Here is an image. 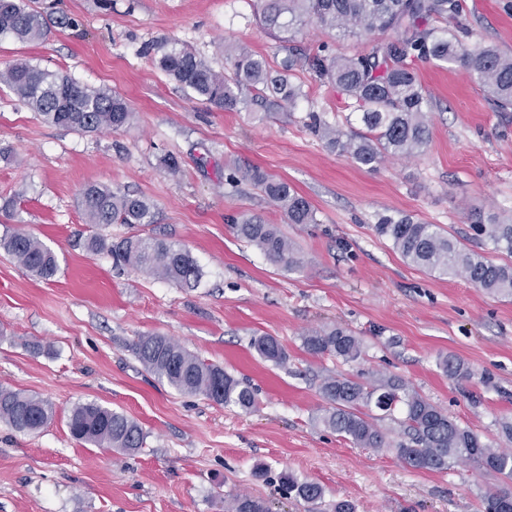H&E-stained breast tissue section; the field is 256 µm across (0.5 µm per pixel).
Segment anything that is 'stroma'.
Returning a JSON list of instances; mask_svg holds the SVG:
<instances>
[{
	"instance_id": "35a3bbf8",
	"label": "stroma",
	"mask_w": 512,
	"mask_h": 512,
	"mask_svg": "<svg viewBox=\"0 0 512 512\" xmlns=\"http://www.w3.org/2000/svg\"><path fill=\"white\" fill-rule=\"evenodd\" d=\"M458 21L472 46L512 53V0H461ZM76 21L39 43L0 37V69L17 58L109 89L135 114L127 131L79 134L43 123L0 87V230L24 231L56 255L55 278L33 277L0 255V386L51 401L54 420L23 434L0 422V512H224V498L248 493L273 512H309L285 499L279 477L319 483L324 504L352 501L356 512H479L501 480L457 462L416 470L388 449L359 448L319 424L322 375L395 374L481 438L505 447L497 423L512 418V297L407 262L374 230L379 216L407 213L436 224L467 248L494 257L468 215L512 216V111H498L457 65L417 63L432 100L431 142L421 155L368 170L332 153L307 127L309 112L329 121L354 101L313 72L297 70L305 92L291 114L255 119L224 112L183 90L153 63L176 39L215 70H228L222 41L246 44L280 67L285 53L257 17L256 0H60ZM373 37L336 39L308 25L302 53L370 51ZM179 156L172 176L162 155ZM256 166L287 181L312 204V224L286 223L249 184L227 176ZM145 196L154 221L140 226L190 251L203 277L190 288L115 267L88 252L77 202L88 184ZM262 215L306 260L289 271L239 239L231 220ZM341 324L362 336L351 363L314 356L302 334ZM168 336L257 392L242 412L160 383L131 346ZM276 337L286 365L262 359L251 342ZM465 360L471 376L452 380L442 356ZM95 401L142 428V448L124 454L76 441L72 407ZM266 478L253 475L256 464Z\"/></svg>"
}]
</instances>
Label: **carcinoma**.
<instances>
[{"mask_svg": "<svg viewBox=\"0 0 512 512\" xmlns=\"http://www.w3.org/2000/svg\"><path fill=\"white\" fill-rule=\"evenodd\" d=\"M460 0H257L263 28L278 38L288 56L273 70L266 59L248 46L224 43V58L232 75L215 70L200 54L177 40L162 48L157 67L170 79L191 91L204 103L221 111H238L254 103L264 109L261 118L292 110L303 97L294 71L304 65L322 82L336 86L356 100L360 128L356 131L326 121L312 111L308 127L326 146L354 163L374 170L391 157H412L425 151L430 129L425 107L428 95L417 79L413 62L459 64L489 96L500 111L512 110V55L494 46L470 48L448 27H431L430 21L455 19ZM314 23L338 36L396 34L380 40L364 54L331 53L302 55L292 45L299 28ZM75 20L57 16L54 4L31 7L24 0H0V36L34 43L46 38L53 26H74ZM0 85L46 124L79 134L125 131L135 119L127 102L106 88H89L68 75L42 68L20 58L0 70ZM233 184L247 182L276 206L290 224H314L311 203L284 180L258 168L237 169L229 174ZM79 208L85 223L93 227L125 224L136 228L153 223L152 205L141 195L114 192L89 184L82 191ZM469 219L493 250L506 256L495 262L467 249L435 224L409 214L379 217L376 233L391 242L409 263L443 276L463 278L487 293L512 296V217L504 219L472 211ZM238 237L256 246L276 266L295 271L305 259L273 224L258 215L233 219ZM94 254L107 253L118 266L130 267L176 284L195 286L202 277L195 258L186 249L154 236L132 234L111 241L100 233L85 242ZM0 251L32 276L49 281L58 272L55 254L37 238L7 229L0 235ZM303 348L315 356L329 355L350 363L362 358L363 339L339 324L310 329L302 337ZM251 346L266 361L288 362V352L272 336H259ZM137 360L149 373L182 394L202 395L243 412L257 404L254 389L223 368L206 364L168 336L148 334L132 346ZM446 375L463 379L468 366L455 356L441 360ZM319 391L326 406L318 422L359 448H386L418 470L442 472L460 458L500 476L506 486L481 498V512H512V452H505L462 427L439 406L421 395L403 378L380 374L358 381L341 373L321 377ZM55 416L53 404L34 394L0 387V421L20 433H33ZM398 425L397 439L388 440L379 422ZM77 440L134 453L143 446L139 424L125 414L94 401L74 405L68 422ZM282 485L297 498L317 505L323 487L301 481L292 474ZM224 512H272L267 502L246 493L224 498Z\"/></svg>", "mask_w": 512, "mask_h": 512, "instance_id": "obj_1", "label": "carcinoma"}]
</instances>
